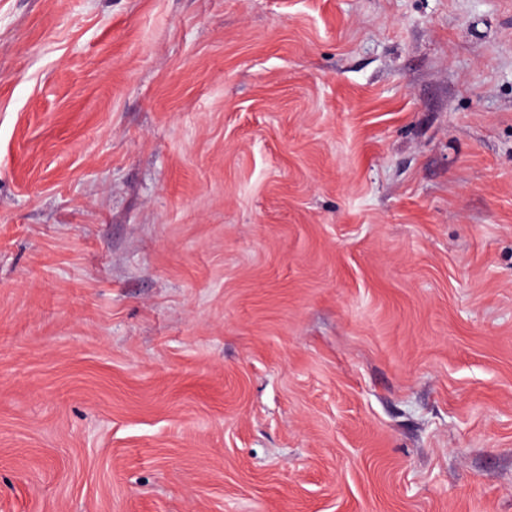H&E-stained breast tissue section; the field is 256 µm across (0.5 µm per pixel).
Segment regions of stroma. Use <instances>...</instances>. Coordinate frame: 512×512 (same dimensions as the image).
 Masks as SVG:
<instances>
[{"label": "stroma", "instance_id": "stroma-1", "mask_svg": "<svg viewBox=\"0 0 512 512\" xmlns=\"http://www.w3.org/2000/svg\"><path fill=\"white\" fill-rule=\"evenodd\" d=\"M0 512H512V0H0Z\"/></svg>", "mask_w": 512, "mask_h": 512}]
</instances>
